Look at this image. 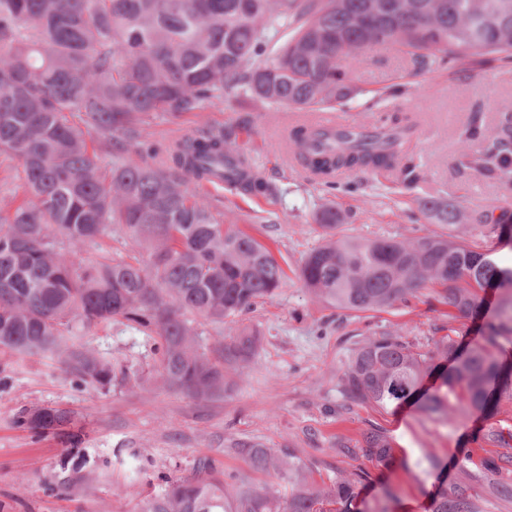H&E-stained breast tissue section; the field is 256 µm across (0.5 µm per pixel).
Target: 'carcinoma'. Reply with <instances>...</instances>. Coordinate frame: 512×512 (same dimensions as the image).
<instances>
[{
  "label": "carcinoma",
  "instance_id": "obj_1",
  "mask_svg": "<svg viewBox=\"0 0 512 512\" xmlns=\"http://www.w3.org/2000/svg\"><path fill=\"white\" fill-rule=\"evenodd\" d=\"M390 46L409 56L414 73L445 63L461 66L499 54L512 57V0H0V154L17 161L26 195L0 208V354H51L79 383L103 388L131 379L130 368L98 357L67 334L125 320L153 340L156 372L165 386L197 400L227 390L224 360L247 362L259 334L235 329L230 342L206 350L194 327L232 323L274 295L285 271L271 251L235 224L223 223L199 187L213 177L251 196L278 192L238 145V127L186 133L160 163H112L101 170L87 141L141 152L144 118L180 116L205 103L248 100L300 111L333 108L354 98L347 62ZM414 116L396 108L374 127L296 129L289 142L324 188L338 171L399 170L409 186L420 178L406 157ZM469 142L456 164L512 180V114L498 131ZM480 146H475V142ZM419 208L445 234L401 240L336 236L350 214L326 205L317 223L329 230L299 267L303 287L337 309L366 312L406 304L430 288L448 307L468 314L479 291L501 289L484 341L457 351L452 339L420 350L398 333L369 338L343 376L351 398L386 409L416 396L424 381L439 384L421 402L431 420L490 412L512 400V367L496 354L512 341V266L500 264L481 238L498 225L473 218L443 198ZM120 227L147 257L104 256L85 262L65 247L98 244ZM17 424L42 435L75 424L72 413L24 412ZM488 440L512 465V447L492 431ZM359 450L383 465L393 459L381 432L362 435ZM249 467L288 486L231 487L203 463L191 478L166 480L138 512H355L354 469L329 485L308 476L292 452L245 446ZM432 453L413 463L425 478L439 468ZM466 475L442 486L432 512H484Z\"/></svg>",
  "mask_w": 512,
  "mask_h": 512
}]
</instances>
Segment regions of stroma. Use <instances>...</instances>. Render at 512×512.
Instances as JSON below:
<instances>
[{"label":"stroma","instance_id":"obj_1","mask_svg":"<svg viewBox=\"0 0 512 512\" xmlns=\"http://www.w3.org/2000/svg\"><path fill=\"white\" fill-rule=\"evenodd\" d=\"M351 71L366 94L341 108L343 121L368 123L396 107L418 113L420 127L409 143L423 172L417 184L403 186L385 171L351 174L329 191L314 184L281 160L288 147L275 132L287 114L283 107L214 101L176 118L161 113L149 118L146 144L159 154L174 137L247 122L239 143L278 194L248 196L220 186L205 192L225 223L272 251L286 277L272 298L243 315L260 343L248 364H225L231 387L218 398L199 401L164 386L152 341L122 322L78 329L71 338L140 370L134 384L80 385L53 357H8L7 381L0 386V512H138L140 498L157 494L163 477H192L202 460L250 483L277 485L275 476L248 466L240 452L244 444L293 452L319 482L362 470L357 512H431L439 485L460 481L468 471L481 473L496 460L498 449L486 434L491 429L512 434V402H502L492 415L474 412L463 422L442 424L428 419L415 400L387 410L351 400L342 376L357 344L384 332H399L424 350L446 336L461 346L482 341L499 289H485L481 309L470 315L449 311L429 290L405 305L350 312L314 299L298 269L326 234L314 212L329 201L354 214L351 223L337 228L340 236L402 239L442 232L415 204L428 196L446 197L467 215L486 214L512 225V182L456 167L472 117H479L490 135L500 113H512V63L492 57L415 76L406 59L381 46ZM37 408L74 414L82 430L79 451L87 459L82 471L62 466L70 450L63 438L39 437L17 426L22 410ZM370 430L390 437L391 465L348 455ZM428 452L439 457L441 467L422 481L406 464ZM131 482L137 490L133 497L122 491Z\"/></svg>","mask_w":512,"mask_h":512}]
</instances>
